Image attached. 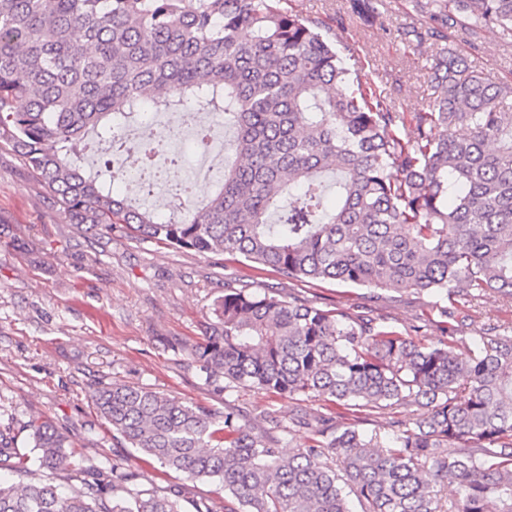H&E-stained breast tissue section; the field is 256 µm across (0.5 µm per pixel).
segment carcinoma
I'll return each mask as SVG.
<instances>
[{
    "label": "carcinoma",
    "instance_id": "cac0c4a2",
    "mask_svg": "<svg viewBox=\"0 0 512 512\" xmlns=\"http://www.w3.org/2000/svg\"><path fill=\"white\" fill-rule=\"evenodd\" d=\"M283 0H0V148L14 152L72 223L138 241L239 256L299 282L334 281L449 300L512 299V84L493 83L448 46L458 28L512 34V0H413L422 23L401 36L446 43L434 90L405 117L345 66L348 44ZM352 9L379 22L373 0ZM81 32L82 41L74 40ZM224 113L233 130L217 188L167 216L113 190L79 149L135 153L136 115ZM462 125L466 132L458 134ZM338 177L323 204L324 173ZM212 333L191 349L205 383L324 402L283 429L309 444L285 456L263 426L148 387L94 391L102 418L141 455L190 481L219 484L230 512H512V336L457 350L441 309L425 343L373 318L296 298L226 288ZM394 405L416 417L382 443L346 422ZM34 459L0 428V512H184L176 492L144 489L121 459L89 464L49 418L30 421ZM68 472L61 494L29 462ZM452 477L454 507L435 486Z\"/></svg>",
    "mask_w": 512,
    "mask_h": 512
}]
</instances>
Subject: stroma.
<instances>
[{
	"instance_id": "obj_1",
	"label": "stroma",
	"mask_w": 512,
	"mask_h": 512,
	"mask_svg": "<svg viewBox=\"0 0 512 512\" xmlns=\"http://www.w3.org/2000/svg\"><path fill=\"white\" fill-rule=\"evenodd\" d=\"M382 26H367L347 0H287V8L333 24L337 39L354 46L349 68L391 96L405 116L431 98L428 47L398 36L416 16L411 0H375ZM454 48L491 81L512 80V34L481 33L473 51L465 34ZM292 296L324 308L376 318L431 342L432 318L450 307L463 331L462 350L476 349L487 328L512 335V300L491 294L454 301L407 290L386 292L337 283L300 284L256 270L230 255L202 256L131 239L124 225L99 235L77 229L46 188L12 151L0 148V403L10 406L20 452L30 449L26 423L50 418L69 436L75 454L98 463L123 459L143 487L178 491L184 506L207 501L229 512L234 500L219 485L184 480L141 459L97 413L92 392L115 381L240 414L266 429L289 424L301 407L293 397L251 389L220 392L207 386L189 355L209 335L214 301L227 287Z\"/></svg>"
}]
</instances>
